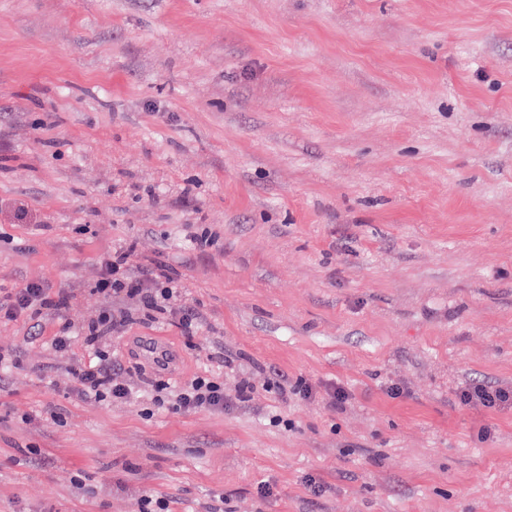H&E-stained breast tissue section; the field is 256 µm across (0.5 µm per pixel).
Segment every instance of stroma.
<instances>
[{
  "mask_svg": "<svg viewBox=\"0 0 512 512\" xmlns=\"http://www.w3.org/2000/svg\"><path fill=\"white\" fill-rule=\"evenodd\" d=\"M128 247L199 325L134 313L131 397L87 400ZM28 280L69 308L0 320V512H512V406L456 400L512 386V0H0V296ZM206 376L223 411L155 404ZM460 405L497 409L512 404V388L491 385H470L458 391Z\"/></svg>",
  "mask_w": 512,
  "mask_h": 512,
  "instance_id": "1",
  "label": "stroma"
}]
</instances>
